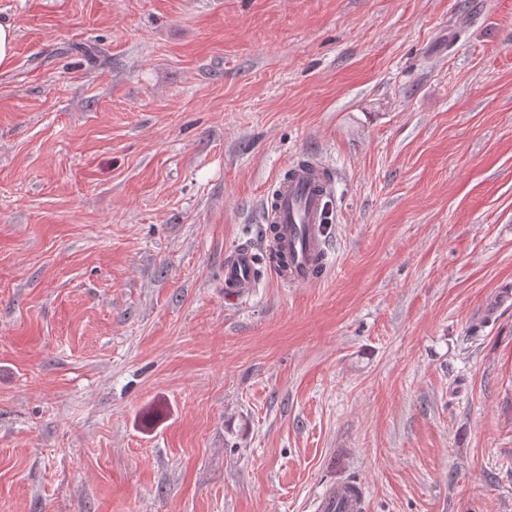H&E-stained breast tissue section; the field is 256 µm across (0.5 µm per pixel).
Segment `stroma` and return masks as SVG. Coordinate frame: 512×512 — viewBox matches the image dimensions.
Here are the masks:
<instances>
[{"instance_id": "1", "label": "stroma", "mask_w": 512, "mask_h": 512, "mask_svg": "<svg viewBox=\"0 0 512 512\" xmlns=\"http://www.w3.org/2000/svg\"><path fill=\"white\" fill-rule=\"evenodd\" d=\"M0 22V512H512V0ZM303 154L330 275L227 303ZM258 252L250 243H242L224 259V299L237 301L257 288ZM317 512L365 511V500L359 485L348 481H336L331 489L317 500Z\"/></svg>"}]
</instances>
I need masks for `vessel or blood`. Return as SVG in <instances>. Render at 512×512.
I'll return each instance as SVG.
<instances>
[{
  "instance_id": "1",
  "label": "vessel or blood",
  "mask_w": 512,
  "mask_h": 512,
  "mask_svg": "<svg viewBox=\"0 0 512 512\" xmlns=\"http://www.w3.org/2000/svg\"><path fill=\"white\" fill-rule=\"evenodd\" d=\"M334 177L318 158L292 162L274 184L266 202V232L262 249L243 243L224 259V298L238 300L257 285L259 251L270 255L282 283L301 287L321 282L327 264L325 226L333 213ZM359 485L340 480L317 501V512H364Z\"/></svg>"
}]
</instances>
